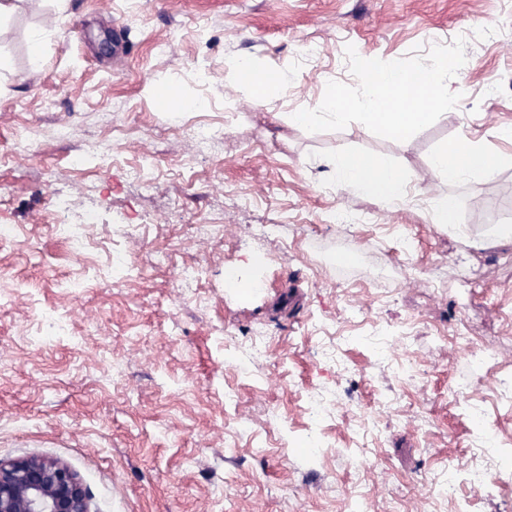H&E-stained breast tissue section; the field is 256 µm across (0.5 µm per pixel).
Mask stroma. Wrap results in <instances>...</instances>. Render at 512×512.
I'll return each mask as SVG.
<instances>
[{"mask_svg": "<svg viewBox=\"0 0 512 512\" xmlns=\"http://www.w3.org/2000/svg\"><path fill=\"white\" fill-rule=\"evenodd\" d=\"M10 4L0 224L17 235L0 242V459L65 463L91 512H399L422 477L451 473L457 496L432 512H512V481L474 495L464 479L512 442V401L498 397L512 375V244L481 245L492 226L512 225V164L456 183L429 169L461 136L512 154L498 136L512 126V0ZM48 14L60 22L36 62L30 38ZM459 36L466 61L448 86L462 98L411 139L289 123L320 105L328 81L354 84L346 45L393 61ZM242 62L287 80L252 99L233 81ZM168 85L179 99L164 111L155 90ZM175 115L224 135L199 152L171 128ZM91 139L112 141L109 157L81 161ZM341 149L404 164L412 201L340 188L330 161ZM141 166L148 179L133 180ZM443 196L455 224L430 219ZM60 198L99 215L82 256L54 224ZM340 208L353 222L333 223ZM200 224L221 232L199 239ZM116 250L139 265L120 282L108 277ZM159 252L165 265L152 263ZM187 265L200 270L188 291ZM228 267L261 290L226 287ZM459 330L499 350L496 372L477 374ZM258 331L264 355L238 367ZM334 338L332 366L319 348ZM311 392L333 402L317 423Z\"/></svg>", "mask_w": 512, "mask_h": 512, "instance_id": "35a3bbf8", "label": "stroma"}]
</instances>
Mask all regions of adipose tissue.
Listing matches in <instances>:
<instances>
[{"instance_id":"ef3b65f1","label":"adipose tissue","mask_w":512,"mask_h":512,"mask_svg":"<svg viewBox=\"0 0 512 512\" xmlns=\"http://www.w3.org/2000/svg\"><path fill=\"white\" fill-rule=\"evenodd\" d=\"M512 157L484 149L467 137H460L441 147L434 155L430 171L449 182L471 177H491ZM336 183L341 188L395 204L407 195L409 181L403 166L375 153L338 150L333 159Z\"/></svg>"}]
</instances>
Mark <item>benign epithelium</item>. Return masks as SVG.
I'll list each match as a JSON object with an SVG mask.
<instances>
[{
  "label": "benign epithelium",
  "mask_w": 512,
  "mask_h": 512,
  "mask_svg": "<svg viewBox=\"0 0 512 512\" xmlns=\"http://www.w3.org/2000/svg\"><path fill=\"white\" fill-rule=\"evenodd\" d=\"M0 512H90L83 482L65 464L0 459Z\"/></svg>",
  "instance_id": "7a95c632"
}]
</instances>
